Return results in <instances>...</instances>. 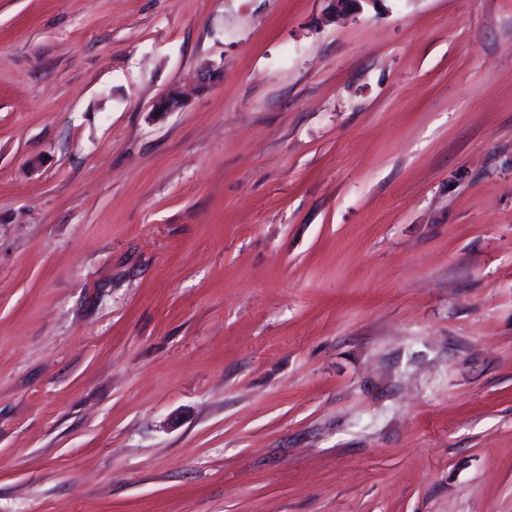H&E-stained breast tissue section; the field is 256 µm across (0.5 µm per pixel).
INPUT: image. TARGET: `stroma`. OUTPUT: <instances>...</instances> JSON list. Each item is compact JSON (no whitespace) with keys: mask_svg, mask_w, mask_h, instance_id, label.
<instances>
[{"mask_svg":"<svg viewBox=\"0 0 512 512\" xmlns=\"http://www.w3.org/2000/svg\"><path fill=\"white\" fill-rule=\"evenodd\" d=\"M327 9L0 0V512H512V0Z\"/></svg>","mask_w":512,"mask_h":512,"instance_id":"stroma-1","label":"stroma"}]
</instances>
